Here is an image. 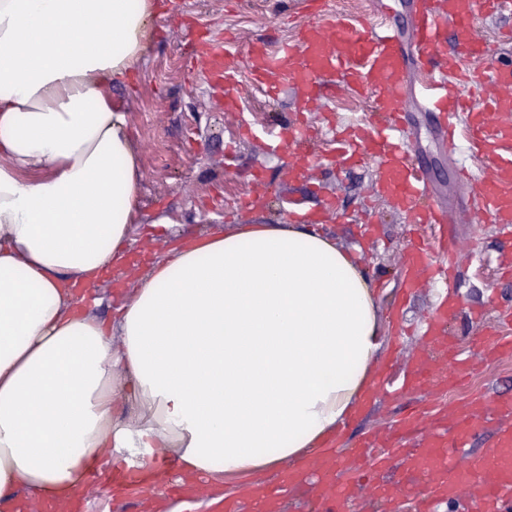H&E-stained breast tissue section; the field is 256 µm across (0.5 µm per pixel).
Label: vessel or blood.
Masks as SVG:
<instances>
[{"label": "vessel or blood", "mask_w": 512, "mask_h": 512, "mask_svg": "<svg viewBox=\"0 0 512 512\" xmlns=\"http://www.w3.org/2000/svg\"><path fill=\"white\" fill-rule=\"evenodd\" d=\"M312 19L298 34L297 45H282L270 52L252 48L247 65L259 83L292 90L302 109L320 99L319 79L340 76L344 83L367 96L376 110L390 120L397 134L389 138L369 135L364 149L377 162L380 191L420 224H454L455 211L435 201L427 180L418 173L408 144L405 120L410 92L409 70L418 65L422 76L420 96L424 111L435 115V133L444 147L462 139L469 150L493 170L491 177L474 178L477 204L494 223L512 225V158L504 148L512 140V62L491 68L484 78L487 102L484 111H468L459 95L472 76L467 62L484 52L474 21L512 13V0H413L407 27L386 19L376 30L343 22L325 23L331 0H301ZM454 50H447V43ZM201 54L214 73L232 75L233 57L221 44L202 45ZM431 270L452 277L453 267L440 254L414 248L408 256L405 288L417 286L420 272ZM478 342L489 356L512 357V339L488 331ZM496 426L493 444L480 454L466 451L478 433L477 415ZM450 432L432 431L415 438L411 422H404L386 442L371 439L362 453L368 474L403 469L404 477L391 485L374 484L377 497L399 501L419 490L421 512H430L434 501L454 498L460 487L474 491V512H512V399L473 398L448 416ZM337 459L316 468L326 488L323 512H344L351 489L338 480ZM278 489L259 486L252 492L255 512H280Z\"/></svg>", "instance_id": "1"}]
</instances>
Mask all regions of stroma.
<instances>
[{"instance_id":"obj_1","label":"stroma","mask_w":512,"mask_h":512,"mask_svg":"<svg viewBox=\"0 0 512 512\" xmlns=\"http://www.w3.org/2000/svg\"><path fill=\"white\" fill-rule=\"evenodd\" d=\"M161 2L146 55L125 82L112 88V101L126 112L129 133L139 149L140 196L130 251L148 246L160 251V244L148 243L145 229L161 218L188 240L236 224H300L319 212L323 194H335V211L317 229L351 250L371 278L383 343L377 383L399 394L395 400L365 402L344 428L347 446L396 426L408 408L420 415L425 429L432 413L462 396L512 398V360L483 359L473 343L503 314H512V278L501 277L497 268L500 256L512 253V237L503 235L484 214L470 211L466 223L453 227L459 245L454 287L426 280L412 297H403V264L415 226L385 198L374 195V160L345 162V143L332 134L336 127L376 123L373 108L344 82H325L323 99L305 115L306 123L322 132V140L288 144L279 138V125L295 111V100L284 92L267 97L251 83L249 49L295 39L308 22V15L297 8L298 0ZM476 26L488 52L471 66L484 73L500 57L512 54V39L505 37L512 31V18H480ZM209 39L222 43L235 58L237 69L227 83L211 81L199 57L200 43ZM228 94L236 101L230 111L224 107ZM408 121L414 153L424 162L436 199L457 207L463 193L454 165L477 170L480 161L471 158L463 143L455 156L442 151L431 113L418 105H411ZM299 155L310 171L293 180L288 167ZM447 299L456 305L450 336L476 368L469 390H405V366L426 357L422 325Z\"/></svg>"}]
</instances>
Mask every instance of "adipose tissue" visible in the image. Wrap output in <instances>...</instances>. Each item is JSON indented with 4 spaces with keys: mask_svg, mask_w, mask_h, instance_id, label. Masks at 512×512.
<instances>
[{
    "mask_svg": "<svg viewBox=\"0 0 512 512\" xmlns=\"http://www.w3.org/2000/svg\"><path fill=\"white\" fill-rule=\"evenodd\" d=\"M156 0H0V497L64 501L107 457L184 475L318 460L374 391L371 281L306 224L169 248L112 321L78 304L128 258L140 168L112 103ZM130 407L119 417L116 405Z\"/></svg>",
    "mask_w": 512,
    "mask_h": 512,
    "instance_id": "adipose-tissue-1",
    "label": "adipose tissue"
}]
</instances>
